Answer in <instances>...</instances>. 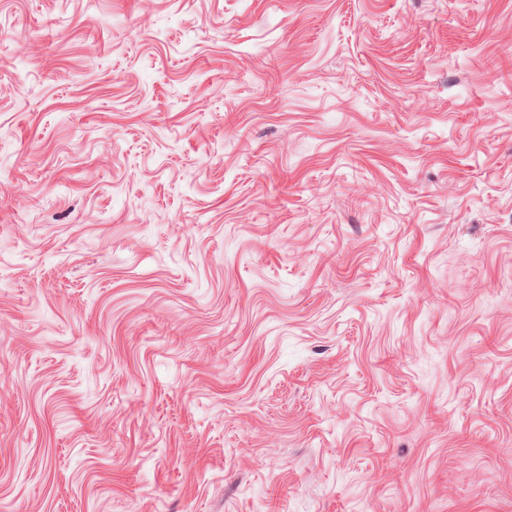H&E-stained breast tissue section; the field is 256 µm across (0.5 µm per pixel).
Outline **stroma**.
Segmentation results:
<instances>
[{
  "label": "stroma",
  "instance_id": "obj_1",
  "mask_svg": "<svg viewBox=\"0 0 512 512\" xmlns=\"http://www.w3.org/2000/svg\"><path fill=\"white\" fill-rule=\"evenodd\" d=\"M0 31V512H512V0Z\"/></svg>",
  "mask_w": 512,
  "mask_h": 512
}]
</instances>
